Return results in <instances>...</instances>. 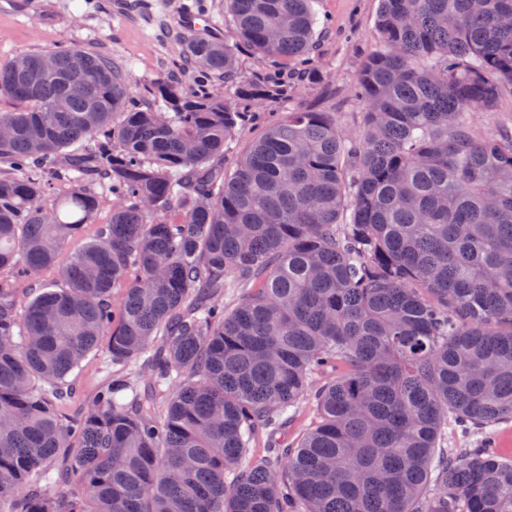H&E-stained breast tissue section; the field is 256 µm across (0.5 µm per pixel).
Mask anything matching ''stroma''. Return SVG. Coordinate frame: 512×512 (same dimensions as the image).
<instances>
[{"instance_id":"1","label":"stroma","mask_w":512,"mask_h":512,"mask_svg":"<svg viewBox=\"0 0 512 512\" xmlns=\"http://www.w3.org/2000/svg\"><path fill=\"white\" fill-rule=\"evenodd\" d=\"M117 2L0 0V64L19 52L66 42L130 63L134 95L150 100L155 83L184 76L180 46L168 35L185 32L184 15L194 10L196 0H143L142 7L127 14L117 11ZM379 5L380 0H319L317 8L330 26L318 47L326 85L303 87L294 71L284 73L297 88V101L334 105L338 123L353 135L360 130L363 107L352 97L351 82L377 38Z\"/></svg>"}]
</instances>
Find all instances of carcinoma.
Listing matches in <instances>:
<instances>
[{"mask_svg":"<svg viewBox=\"0 0 512 512\" xmlns=\"http://www.w3.org/2000/svg\"><path fill=\"white\" fill-rule=\"evenodd\" d=\"M316 2L224 0L270 70L191 34L193 85L148 103L72 45L0 65V512H512V460L438 447L512 418V126L475 121L512 90V0H380L357 136L280 79L323 80ZM255 104L281 117L228 173ZM106 359L103 353L90 354L83 362L84 369L75 381L73 410L77 411L88 404L95 391L107 378ZM314 420L313 406L309 402H305L299 409L296 419L283 431L281 437L288 438V443H292L296 446L298 440L305 432L306 428H309L311 422Z\"/></svg>","mask_w":512,"mask_h":512,"instance_id":"cac0c4a2","label":"carcinoma"}]
</instances>
